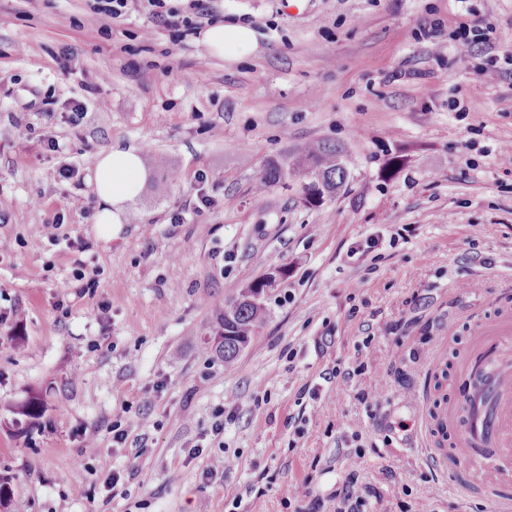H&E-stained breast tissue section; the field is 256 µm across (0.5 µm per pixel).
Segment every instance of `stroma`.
Listing matches in <instances>:
<instances>
[{
	"label": "stroma",
	"mask_w": 512,
	"mask_h": 512,
	"mask_svg": "<svg viewBox=\"0 0 512 512\" xmlns=\"http://www.w3.org/2000/svg\"><path fill=\"white\" fill-rule=\"evenodd\" d=\"M214 6L253 31L252 55L173 45L145 10L0 0L10 512H336L349 485L362 512H495L437 463L476 336L512 320V0ZM462 20L490 26L493 50H458ZM317 141L344 150L335 197L255 194L268 159ZM117 145L142 180L104 238L93 166ZM200 185L214 203L197 214ZM56 221L62 238L40 236ZM80 269L97 275L83 293ZM267 276L265 320L225 362L216 310ZM33 395L41 416L19 415ZM214 456L228 466L205 477ZM115 471L127 497L106 485Z\"/></svg>",
	"instance_id": "35a3bbf8"
}]
</instances>
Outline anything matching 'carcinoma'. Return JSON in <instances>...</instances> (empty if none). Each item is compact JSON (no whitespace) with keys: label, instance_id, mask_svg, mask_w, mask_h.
I'll list each match as a JSON object with an SVG mask.
<instances>
[{"label":"carcinoma","instance_id":"cac0c4a2","mask_svg":"<svg viewBox=\"0 0 512 512\" xmlns=\"http://www.w3.org/2000/svg\"><path fill=\"white\" fill-rule=\"evenodd\" d=\"M347 170L343 149L325 142L311 143L292 155L266 162L256 186L259 193L281 185L302 192L301 199L318 205L335 196L345 185ZM270 283L259 279L245 288L235 299L224 304L217 315L212 335L216 350L224 361L234 360L248 343L264 316L261 295Z\"/></svg>","mask_w":512,"mask_h":512}]
</instances>
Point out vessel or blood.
<instances>
[{
    "mask_svg": "<svg viewBox=\"0 0 512 512\" xmlns=\"http://www.w3.org/2000/svg\"><path fill=\"white\" fill-rule=\"evenodd\" d=\"M477 342L481 355L469 370L481 378L463 396L467 424L455 442L454 458L482 466L493 484L499 473L512 471V450L500 443L512 420V336H481Z\"/></svg>",
    "mask_w": 512,
    "mask_h": 512,
    "instance_id": "b4317fda",
    "label": "vessel or blood"
}]
</instances>
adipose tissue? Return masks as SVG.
Masks as SVG:
<instances>
[{
	"label": "adipose tissue",
	"mask_w": 512,
	"mask_h": 512,
	"mask_svg": "<svg viewBox=\"0 0 512 512\" xmlns=\"http://www.w3.org/2000/svg\"><path fill=\"white\" fill-rule=\"evenodd\" d=\"M203 42L213 54L244 57L256 49L251 29L244 26L219 25L206 30ZM142 165L135 149L112 147L99 155L93 169V182L99 199L95 215L97 224H118L123 220L121 204L134 197L140 188Z\"/></svg>",
	"instance_id": "1"
}]
</instances>
